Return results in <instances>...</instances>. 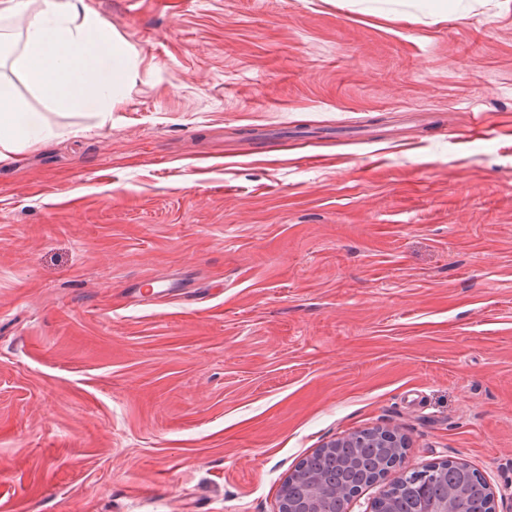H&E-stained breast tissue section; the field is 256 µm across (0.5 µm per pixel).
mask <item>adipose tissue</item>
Here are the masks:
<instances>
[{"label":"adipose tissue","instance_id":"1","mask_svg":"<svg viewBox=\"0 0 512 512\" xmlns=\"http://www.w3.org/2000/svg\"><path fill=\"white\" fill-rule=\"evenodd\" d=\"M0 0V17L21 20V49L12 52L13 71L29 77L47 98L59 102L111 100L127 79L130 55L83 0ZM52 130L33 113L19 111L11 83L0 80V161L19 152L26 137Z\"/></svg>","mask_w":512,"mask_h":512}]
</instances>
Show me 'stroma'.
<instances>
[{
	"instance_id": "1",
	"label": "stroma",
	"mask_w": 512,
	"mask_h": 512,
	"mask_svg": "<svg viewBox=\"0 0 512 512\" xmlns=\"http://www.w3.org/2000/svg\"><path fill=\"white\" fill-rule=\"evenodd\" d=\"M85 3L111 103L0 71V512H279L370 428L512 512V0ZM52 129L36 113L20 112L11 83L0 80V161L21 149L25 137H50ZM316 456L317 454L314 453L306 458L288 478V498L286 499L287 505L288 502H297L296 496L298 489L308 480V476L311 475V461L315 459Z\"/></svg>"
}]
</instances>
